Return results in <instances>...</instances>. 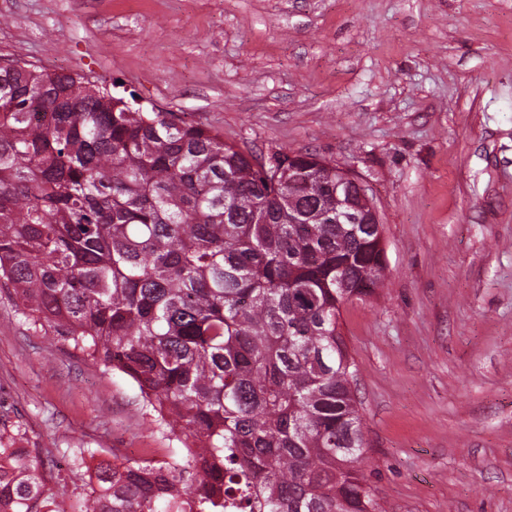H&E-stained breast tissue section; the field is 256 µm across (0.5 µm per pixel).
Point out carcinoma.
<instances>
[{"mask_svg":"<svg viewBox=\"0 0 512 512\" xmlns=\"http://www.w3.org/2000/svg\"><path fill=\"white\" fill-rule=\"evenodd\" d=\"M344 208L316 154L257 157L98 80L0 65V284L27 329L129 378L180 443L55 491L18 423L0 512H381L340 319L387 266ZM67 453L74 473L96 450Z\"/></svg>","mask_w":512,"mask_h":512,"instance_id":"obj_1","label":"carcinoma"}]
</instances>
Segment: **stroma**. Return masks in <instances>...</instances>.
I'll return each instance as SVG.
<instances>
[{"label": "stroma", "instance_id": "35a3bbf8", "mask_svg": "<svg viewBox=\"0 0 512 512\" xmlns=\"http://www.w3.org/2000/svg\"><path fill=\"white\" fill-rule=\"evenodd\" d=\"M0 59L362 178L386 278L341 323L381 512H512V0H0ZM140 403L0 287V415L26 447L161 461Z\"/></svg>", "mask_w": 512, "mask_h": 512}]
</instances>
